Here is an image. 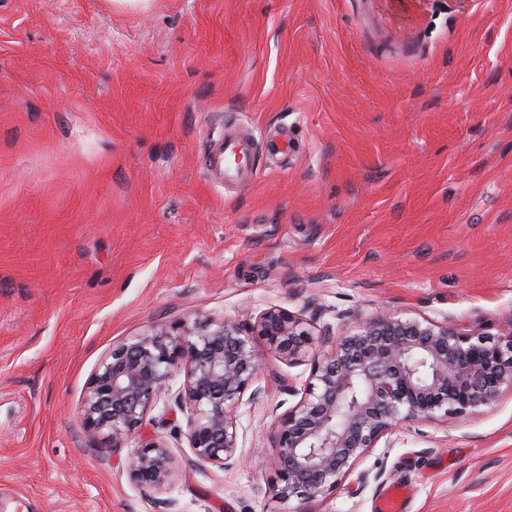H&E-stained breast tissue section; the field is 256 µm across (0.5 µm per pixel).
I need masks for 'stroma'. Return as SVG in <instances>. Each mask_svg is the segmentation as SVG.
Wrapping results in <instances>:
<instances>
[{"instance_id":"obj_1","label":"stroma","mask_w":512,"mask_h":512,"mask_svg":"<svg viewBox=\"0 0 512 512\" xmlns=\"http://www.w3.org/2000/svg\"><path fill=\"white\" fill-rule=\"evenodd\" d=\"M238 113L257 174L207 176ZM298 314L254 347L238 463L196 462L187 415L146 431L177 465L135 484L84 421L100 362L196 314ZM495 335L512 324V0H0V512H512V387L405 421L336 489L278 499L272 431L352 312Z\"/></svg>"}]
</instances>
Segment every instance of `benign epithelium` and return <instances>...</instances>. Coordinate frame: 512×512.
<instances>
[{
  "label": "benign epithelium",
  "mask_w": 512,
  "mask_h": 512,
  "mask_svg": "<svg viewBox=\"0 0 512 512\" xmlns=\"http://www.w3.org/2000/svg\"><path fill=\"white\" fill-rule=\"evenodd\" d=\"M283 355L311 344L301 319L270 309L247 326L200 317L176 330L158 326L122 344L100 363L84 396L85 423L120 447L138 446L126 460L132 481L159 488L173 475V456L158 436L144 434L148 412L169 396L184 373L192 406L188 440L197 460L226 469L237 460V411L261 364L252 337ZM314 383L281 416L275 496L313 498L338 487L354 464L402 421L466 417L497 402L512 386V324L497 337L459 333L389 311L353 317L331 349L314 357Z\"/></svg>",
  "instance_id": "obj_1"
}]
</instances>
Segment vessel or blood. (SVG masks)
Here are the masks:
<instances>
[{"label":"vessel or blood","instance_id":"vessel-or-blood-1","mask_svg":"<svg viewBox=\"0 0 512 512\" xmlns=\"http://www.w3.org/2000/svg\"><path fill=\"white\" fill-rule=\"evenodd\" d=\"M234 116L224 120V132L208 151V172L216 183L237 186L251 182L257 172L250 140L240 135Z\"/></svg>","mask_w":512,"mask_h":512}]
</instances>
